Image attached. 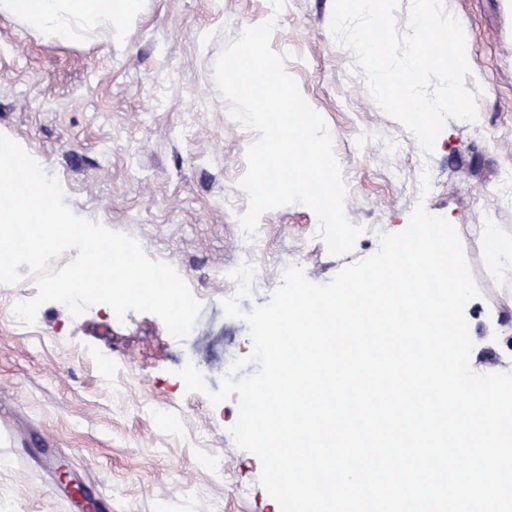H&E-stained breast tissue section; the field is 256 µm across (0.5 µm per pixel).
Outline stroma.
<instances>
[{
    "label": "stroma",
    "mask_w": 512,
    "mask_h": 512,
    "mask_svg": "<svg viewBox=\"0 0 512 512\" xmlns=\"http://www.w3.org/2000/svg\"><path fill=\"white\" fill-rule=\"evenodd\" d=\"M468 49L467 89L478 120H449L431 156L418 144L390 154L381 145L404 127L371 98L353 54L329 31L332 0H286L271 47L293 52L287 70L326 120L347 185L345 211L363 232L353 250L329 254L306 206L265 212L250 250L238 223L247 196L238 182L255 140L228 115L213 80L222 50L265 21L269 0H143L122 44L90 36L50 40L0 17V133L18 142L65 192L81 217L135 237L151 259L172 264L202 304L186 341L160 318L128 312L118 322L100 309L74 318L43 304L33 326L13 314L17 297L37 290L20 266L19 283L0 285V512H76L50 492L64 462L74 484L103 512H274L259 485L260 459L229 433L236 399L211 405L177 375L194 363L218 389L252 343L246 323L226 317L230 271L244 260L261 284L243 310L265 304L297 264L309 280L330 282L372 255L379 233L405 229L417 202L457 229L480 290L464 311L471 354L486 372L512 359V271L487 258L479 226L498 213L512 241V198L495 194L512 167V0H445ZM435 187L419 196L420 164ZM111 356L103 381L94 355ZM223 458L216 475L200 465Z\"/></svg>",
    "instance_id": "obj_1"
}]
</instances>
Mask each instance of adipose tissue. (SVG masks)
<instances>
[{
  "instance_id": "1",
  "label": "adipose tissue",
  "mask_w": 512,
  "mask_h": 512,
  "mask_svg": "<svg viewBox=\"0 0 512 512\" xmlns=\"http://www.w3.org/2000/svg\"><path fill=\"white\" fill-rule=\"evenodd\" d=\"M141 0H0V16L24 21L45 35L77 39L81 32L102 31L108 42H120L134 22Z\"/></svg>"
}]
</instances>
